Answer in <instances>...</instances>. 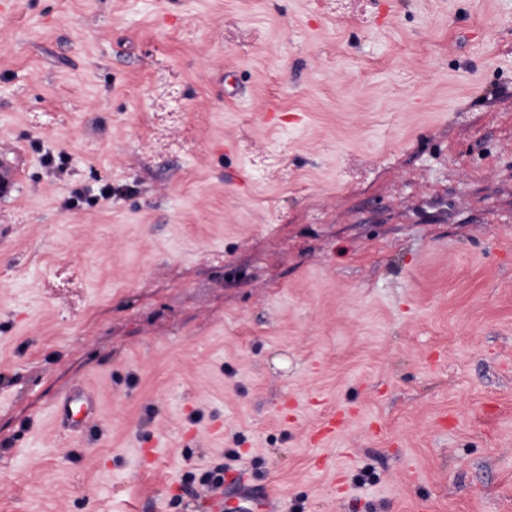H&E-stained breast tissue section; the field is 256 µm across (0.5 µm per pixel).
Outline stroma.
I'll list each match as a JSON object with an SVG mask.
<instances>
[{
    "label": "stroma",
    "instance_id": "stroma-1",
    "mask_svg": "<svg viewBox=\"0 0 512 512\" xmlns=\"http://www.w3.org/2000/svg\"><path fill=\"white\" fill-rule=\"evenodd\" d=\"M2 162L0 512H512V0H10ZM99 408L95 395L79 384L55 406L54 413L63 424L82 429L98 413ZM201 483L209 489L218 490L223 486L235 489L239 495L248 494L251 490L247 484L246 477L242 472L229 473L224 478V466H216L210 470L205 471L201 475Z\"/></svg>",
    "mask_w": 512,
    "mask_h": 512
}]
</instances>
